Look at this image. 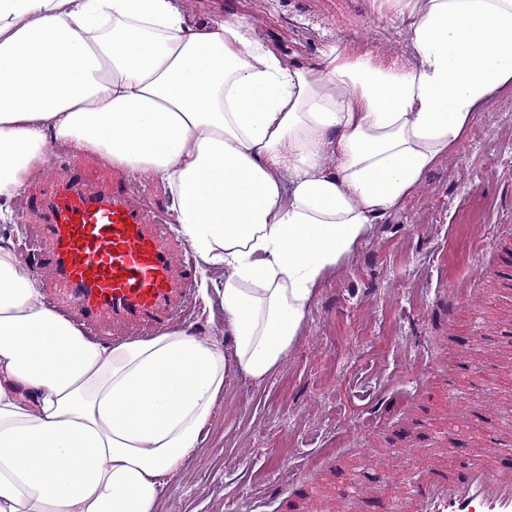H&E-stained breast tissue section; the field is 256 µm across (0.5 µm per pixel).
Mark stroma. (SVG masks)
<instances>
[{
    "label": "stroma",
    "instance_id": "stroma-1",
    "mask_svg": "<svg viewBox=\"0 0 512 512\" xmlns=\"http://www.w3.org/2000/svg\"><path fill=\"white\" fill-rule=\"evenodd\" d=\"M189 19L215 9L249 18L288 55L316 62L323 46H362L401 55L403 17L372 0H184ZM473 225L470 249L484 238L512 247V88L477 110L466 139L429 172L352 256L316 291L286 361L263 381L231 374L213 422L181 471L163 486L157 512H244L253 496L281 512L275 493L296 474L314 498L343 499L355 485L398 495L414 474L412 448H431L435 428L448 448L512 432V284L483 294L466 289L476 270L455 265L449 248ZM464 285L455 316L439 310L449 283ZM488 325L500 360L481 346L462 348L474 320ZM447 355L448 376L428 372L423 354ZM432 387L435 398L404 407L402 390ZM382 404L384 427L368 415ZM335 461L309 475L308 461Z\"/></svg>",
    "mask_w": 512,
    "mask_h": 512
}]
</instances>
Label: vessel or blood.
Here are the masks:
<instances>
[{
	"mask_svg": "<svg viewBox=\"0 0 512 512\" xmlns=\"http://www.w3.org/2000/svg\"><path fill=\"white\" fill-rule=\"evenodd\" d=\"M33 229L34 263L49 274L53 307L76 311L84 328L159 335L173 325L191 291L195 263L161 210L137 200L130 182L93 185L77 168L33 195L22 214ZM512 277V250L491 241L477 253ZM458 464L422 467L404 494L351 493L346 512H512V448L496 454L462 448Z\"/></svg>",
	"mask_w": 512,
	"mask_h": 512,
	"instance_id": "obj_1",
	"label": "vessel or blood"
}]
</instances>
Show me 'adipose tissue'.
Returning <instances> with one entry per match:
<instances>
[{"mask_svg":"<svg viewBox=\"0 0 512 512\" xmlns=\"http://www.w3.org/2000/svg\"><path fill=\"white\" fill-rule=\"evenodd\" d=\"M374 3L406 56L303 65L179 0H0V219L57 145L155 178L226 335L90 340L0 235V512H156L230 372L285 361L316 288L512 84V0Z\"/></svg>","mask_w":512,"mask_h":512,"instance_id":"ef3b65f1","label":"adipose tissue"}]
</instances>
